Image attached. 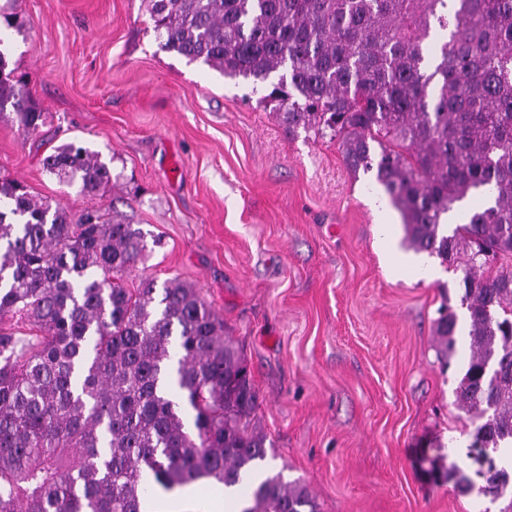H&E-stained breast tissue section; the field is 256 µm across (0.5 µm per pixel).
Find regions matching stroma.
Listing matches in <instances>:
<instances>
[{
  "label": "stroma",
  "mask_w": 512,
  "mask_h": 512,
  "mask_svg": "<svg viewBox=\"0 0 512 512\" xmlns=\"http://www.w3.org/2000/svg\"><path fill=\"white\" fill-rule=\"evenodd\" d=\"M9 66L45 120L0 119V177L97 209L161 238L157 283L198 289L242 349L257 421L285 480L319 512H500L460 493L475 476L474 424L455 406L469 352L437 353L443 301L460 273L404 269L399 212L336 140L289 131L252 82L163 50L148 0H12ZM78 140L111 160L97 193L60 182L42 158Z\"/></svg>",
  "instance_id": "obj_1"
}]
</instances>
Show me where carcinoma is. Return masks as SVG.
I'll list each match as a JSON object with an SVG mask.
<instances>
[{
	"mask_svg": "<svg viewBox=\"0 0 512 512\" xmlns=\"http://www.w3.org/2000/svg\"><path fill=\"white\" fill-rule=\"evenodd\" d=\"M162 48L229 77L271 85L260 98L288 128L330 135L352 172L375 171L404 241L461 272L470 355L455 404L474 442L512 445V0H150ZM446 33L433 62L425 42ZM0 39V117L27 132L44 113L12 81ZM42 166L84 193L112 180L75 142ZM477 191L493 203L448 228ZM0 512H140L158 486L213 479L248 495L242 512H316L282 474L250 484L267 457L242 350L198 290L127 277L159 245L97 210L76 220L0 178ZM449 303L439 354L457 346ZM483 494L509 497L512 463Z\"/></svg>",
	"mask_w": 512,
	"mask_h": 512,
	"instance_id": "carcinoma-1",
	"label": "carcinoma"
}]
</instances>
